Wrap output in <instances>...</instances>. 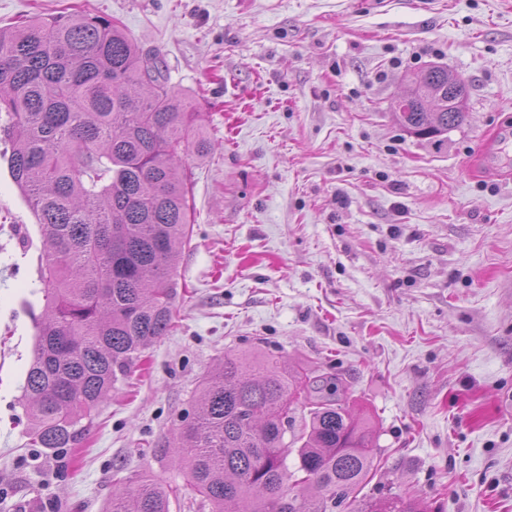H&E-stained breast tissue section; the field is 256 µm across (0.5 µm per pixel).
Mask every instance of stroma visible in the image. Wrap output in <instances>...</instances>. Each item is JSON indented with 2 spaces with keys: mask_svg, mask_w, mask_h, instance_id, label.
I'll use <instances>...</instances> for the list:
<instances>
[{
  "mask_svg": "<svg viewBox=\"0 0 512 512\" xmlns=\"http://www.w3.org/2000/svg\"><path fill=\"white\" fill-rule=\"evenodd\" d=\"M88 13L161 55L215 147L188 155L176 326L74 448L31 444L21 403L44 309L40 227L0 142V512H106L121 482L176 487L170 445L225 354L345 381L383 451L368 495L512 512V0H0V27ZM447 66L467 118L442 147L392 109Z\"/></svg>",
  "mask_w": 512,
  "mask_h": 512,
  "instance_id": "35a3bbf8",
  "label": "stroma"
}]
</instances>
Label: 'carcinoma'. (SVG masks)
<instances>
[{
  "label": "carcinoma",
  "mask_w": 512,
  "mask_h": 512,
  "mask_svg": "<svg viewBox=\"0 0 512 512\" xmlns=\"http://www.w3.org/2000/svg\"><path fill=\"white\" fill-rule=\"evenodd\" d=\"M456 77L439 65L405 76L408 93L393 109L411 135L442 145L463 124L467 113L448 106ZM0 119L9 172L44 239L46 315L23 386L29 438L69 448L81 421L174 326L191 224L181 160L212 144L159 54L82 13L0 28ZM301 402L308 421L287 443ZM175 453L209 512H367L380 499L390 512H424L405 495L361 494L378 448L369 420L350 413L346 387L258 351L224 355L204 379ZM173 494L144 479L109 512H169Z\"/></svg>",
  "instance_id": "carcinoma-1"
}]
</instances>
